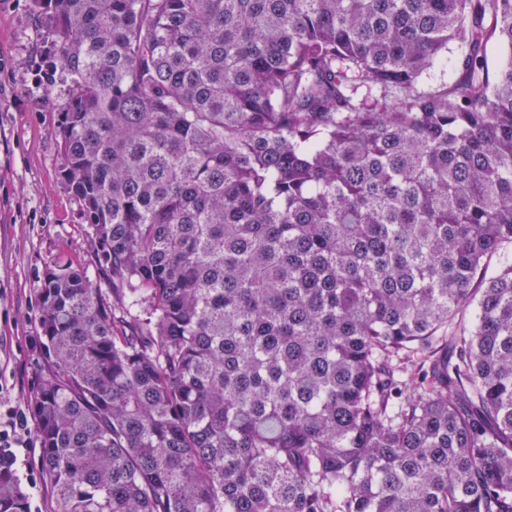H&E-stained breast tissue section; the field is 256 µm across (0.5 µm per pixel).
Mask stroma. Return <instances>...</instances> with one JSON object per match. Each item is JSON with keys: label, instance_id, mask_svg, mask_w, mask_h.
Returning <instances> with one entry per match:
<instances>
[{"label": "stroma", "instance_id": "stroma-1", "mask_svg": "<svg viewBox=\"0 0 512 512\" xmlns=\"http://www.w3.org/2000/svg\"><path fill=\"white\" fill-rule=\"evenodd\" d=\"M51 47L30 0H0V406L23 411L42 375L36 320L46 269L68 264L88 270L97 287L112 286L82 205L64 178L59 145L65 85L59 78L49 85L36 81ZM26 439V447L10 454L31 512H51L35 429Z\"/></svg>", "mask_w": 512, "mask_h": 512}]
</instances>
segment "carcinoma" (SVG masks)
<instances>
[{
	"label": "carcinoma",
	"mask_w": 512,
	"mask_h": 512,
	"mask_svg": "<svg viewBox=\"0 0 512 512\" xmlns=\"http://www.w3.org/2000/svg\"><path fill=\"white\" fill-rule=\"evenodd\" d=\"M52 3L118 291L44 274L54 512H512V0ZM462 50L457 43L451 42L448 44V49L444 52V56L448 58V69L446 71L435 70L431 77L424 78L419 88L422 91H431L440 85L452 81L454 78V72L451 69V64L455 63V60L461 56Z\"/></svg>",
	"instance_id": "carcinoma-1"
}]
</instances>
